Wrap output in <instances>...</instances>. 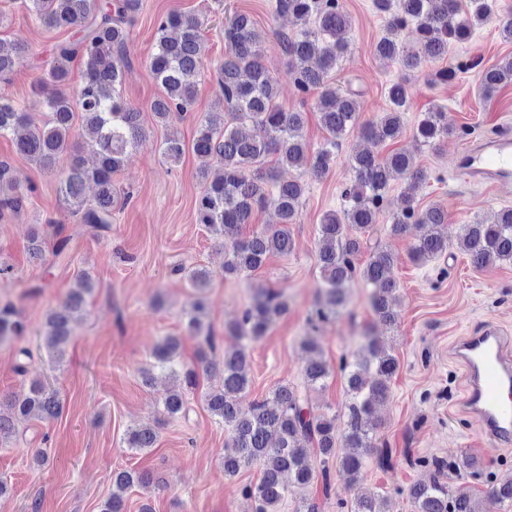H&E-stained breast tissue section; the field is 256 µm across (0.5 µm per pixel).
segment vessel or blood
Returning <instances> with one entry per match:
<instances>
[{
    "mask_svg": "<svg viewBox=\"0 0 512 512\" xmlns=\"http://www.w3.org/2000/svg\"><path fill=\"white\" fill-rule=\"evenodd\" d=\"M454 166L467 181L488 189L512 186V133L503 132L475 145L462 147ZM455 356L466 369L467 385L461 406L481 426L483 437L495 447L512 445V356L505 351L497 327L461 338Z\"/></svg>",
    "mask_w": 512,
    "mask_h": 512,
    "instance_id": "obj_1",
    "label": "vessel or blood"
}]
</instances>
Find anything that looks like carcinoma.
I'll return each instance as SVG.
<instances>
[{
	"mask_svg": "<svg viewBox=\"0 0 512 512\" xmlns=\"http://www.w3.org/2000/svg\"><path fill=\"white\" fill-rule=\"evenodd\" d=\"M24 6L50 28L76 31V38L56 46L47 78L33 89L48 110L46 122L33 125L28 112L0 96V136L13 137L17 153L35 161L42 170L58 174V190L71 215L81 216L94 229H107L112 224L116 194L112 179L144 139L142 112L121 94L130 63L131 26L141 0H24ZM373 6L387 18L375 54L406 71H414L428 60L451 57L455 46L471 39L493 14L489 0H373ZM276 11L297 22L298 28L281 39L288 71L295 76L300 92L319 90L315 112L328 137L317 151L309 153L304 137L306 113L286 110L278 103L277 83L263 65L265 34L249 14L232 13L224 23L226 51L217 70L222 112L198 120L191 143L196 156L214 164V169L205 167L199 172L203 188L195 200V221L224 239V278L252 275L270 257L287 255L294 248L290 225L297 223L307 184L281 178L279 169L308 166L311 176L321 179L336 164L343 140L358 131L367 146L349 157L353 180L341 192L343 205L325 212L320 223V292L307 322L315 327L336 318L348 302L351 288L360 283L369 289L378 322L391 326L398 317V258L379 240L367 246L364 242L380 212L389 205L392 182L401 179L405 187L392 210L389 235L400 236L411 224L426 228L411 248L410 258L415 263L440 258L449 247L448 237L441 232L448 223V212L436 204L421 208L416 201L425 173L403 152L386 156L378 152L379 146L403 132L408 85L404 80L390 82L386 87L388 109L373 120L358 123V94L330 82L347 50L345 34L350 26L337 0H276ZM202 26L194 15L172 13L157 22L156 52L148 68L162 94L153 101L151 112L169 128L161 154L171 164L179 163L186 152L176 123L194 104L204 66ZM409 27L416 35L411 43L401 37ZM24 50L18 40L0 39L1 78L12 72L15 58ZM76 61L82 67V83L72 96L67 85ZM479 82L486 98L512 83V57L483 70ZM77 113L82 124L75 136ZM416 134L427 145L448 137L452 129L446 113L438 109L423 113ZM87 149L96 156L91 167L83 157ZM63 159L67 164L62 167ZM88 183L95 186L90 198L84 196ZM33 192L32 186L21 189L11 177L10 165L0 161L1 210L21 213ZM268 206L274 209L278 223L243 235L242 228L253 213ZM27 238L31 257L42 258L45 230L36 224ZM456 247L476 269L497 262L512 264V207L462 225ZM364 251L368 258L358 266L355 258ZM187 282L196 300L185 313V329L188 335L201 338L195 364L180 360L183 337L161 336L151 350L154 363L141 370L146 384L153 380L156 369L174 379L162 399L166 416L173 419L186 412L187 395L198 386L199 370L218 371L221 384L206 392L204 401L227 432L224 475L232 479L251 466L260 470L259 481L242 488L243 495L253 500L254 512H279L288 501L291 485L307 489L320 480L324 489L330 490L332 463L346 477V488H352L376 447L380 423L375 411L389 398L390 381L399 367L397 357L376 337L367 336L357 351L340 358L338 368L345 377L348 396L341 427L336 425V415L319 411L311 402L310 390L324 385L332 374L311 339L303 344L307 358L301 380L277 386L268 397H253L247 349L266 336L275 317L288 313L287 300L278 289H255L241 318L226 327L239 346L225 352L219 366L214 362L218 341L203 317L202 294L212 285V272L194 268L188 272ZM94 288L89 274L78 275L65 300L48 314L40 335V347L48 356L63 359L73 324L84 315ZM25 334L20 314L9 305L0 306V344ZM60 405L59 391L40 380L31 381L20 392L1 395L0 442L17 436L34 417L56 418ZM158 427L156 422L129 429L125 447L135 452L155 447ZM339 443L344 448L340 456L336 454ZM423 464L436 472L475 466L468 457L448 463L433 458ZM149 482L145 471L113 474L112 495L102 503L100 512H123L126 494ZM409 498L414 512H480L472 495L450 492L448 484L436 475L411 486ZM386 503L385 496L363 489L354 497L351 512H386Z\"/></svg>",
	"mask_w": 512,
	"mask_h": 512,
	"instance_id": "1",
	"label": "carcinoma"
}]
</instances>
